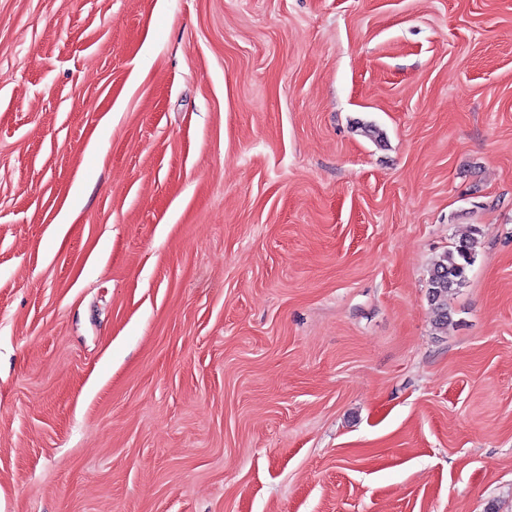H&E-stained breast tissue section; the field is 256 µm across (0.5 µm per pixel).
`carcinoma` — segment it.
I'll list each match as a JSON object with an SVG mask.
<instances>
[{
  "label": "carcinoma",
  "instance_id": "carcinoma-1",
  "mask_svg": "<svg viewBox=\"0 0 512 512\" xmlns=\"http://www.w3.org/2000/svg\"><path fill=\"white\" fill-rule=\"evenodd\" d=\"M477 238L469 236L461 239L455 249L444 253L433 263L428 279V299L433 306L435 324L448 326L451 311L448 296L466 282L467 268L474 262Z\"/></svg>",
  "mask_w": 512,
  "mask_h": 512
}]
</instances>
